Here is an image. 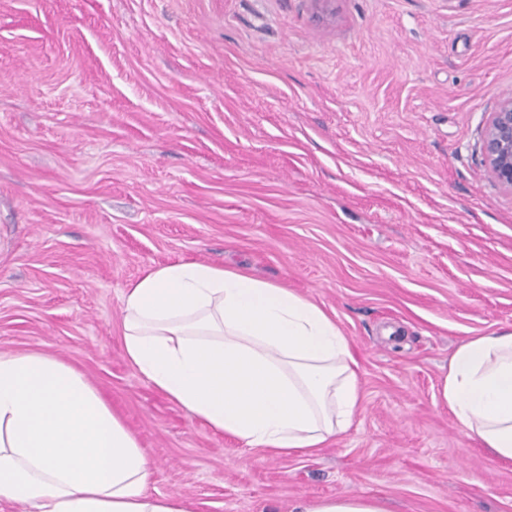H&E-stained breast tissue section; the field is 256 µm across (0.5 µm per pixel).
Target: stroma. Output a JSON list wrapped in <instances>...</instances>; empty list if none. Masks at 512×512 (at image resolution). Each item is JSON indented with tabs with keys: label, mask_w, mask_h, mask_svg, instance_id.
<instances>
[{
	"label": "stroma",
	"mask_w": 512,
	"mask_h": 512,
	"mask_svg": "<svg viewBox=\"0 0 512 512\" xmlns=\"http://www.w3.org/2000/svg\"><path fill=\"white\" fill-rule=\"evenodd\" d=\"M512 91V0H0V353L82 373L197 512L376 495L512 512L439 400L512 331V191L482 156ZM195 260L335 314L361 380L310 455L213 433L123 354L122 294Z\"/></svg>",
	"instance_id": "stroma-1"
}]
</instances>
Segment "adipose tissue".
<instances>
[{
	"instance_id": "obj_1",
	"label": "adipose tissue",
	"mask_w": 512,
	"mask_h": 512,
	"mask_svg": "<svg viewBox=\"0 0 512 512\" xmlns=\"http://www.w3.org/2000/svg\"><path fill=\"white\" fill-rule=\"evenodd\" d=\"M124 354L214 433L275 455L311 454L347 433L360 406L351 342L319 304L241 268L179 261L123 295ZM441 400L495 462L512 464V332L453 352ZM148 453L98 390L58 357L0 354V502L29 512H194L154 495ZM301 512H389L341 495Z\"/></svg>"
}]
</instances>
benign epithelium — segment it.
<instances>
[{
	"instance_id": "7a95c632",
	"label": "benign epithelium",
	"mask_w": 512,
	"mask_h": 512,
	"mask_svg": "<svg viewBox=\"0 0 512 512\" xmlns=\"http://www.w3.org/2000/svg\"><path fill=\"white\" fill-rule=\"evenodd\" d=\"M482 155L494 179L512 190V92L504 94L486 128Z\"/></svg>"
}]
</instances>
